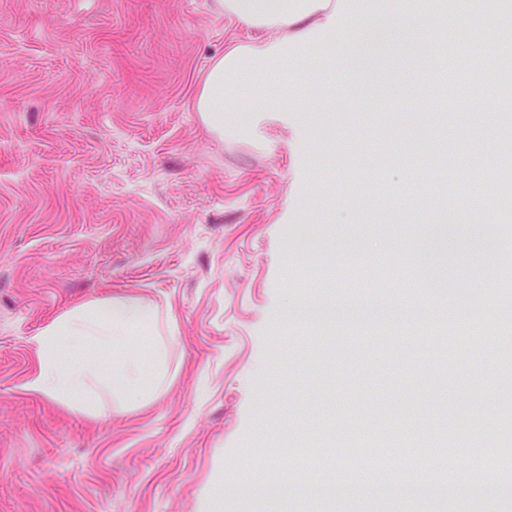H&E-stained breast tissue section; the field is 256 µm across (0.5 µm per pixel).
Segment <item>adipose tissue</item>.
Segmentation results:
<instances>
[{
  "label": "adipose tissue",
  "instance_id": "adipose-tissue-1",
  "mask_svg": "<svg viewBox=\"0 0 512 512\" xmlns=\"http://www.w3.org/2000/svg\"><path fill=\"white\" fill-rule=\"evenodd\" d=\"M387 4V11L400 16V24H390L386 12L366 14L362 31L347 44L353 58H361L373 40L393 44L411 39L420 44L429 30L437 28L448 36L454 29L453 16L439 9L438 0H387ZM219 5L238 22L270 30L271 36L258 46L232 49L212 64L196 108L205 126L217 132L239 128V118H225L224 101L239 80L253 74L255 61L266 63L263 75L274 80L285 44H313L321 31L336 23L333 0H219ZM31 343L38 367L28 389L78 410L89 408L103 393L149 399L161 389L168 370V345L160 335L157 306L146 296L100 298L71 308L33 336ZM66 343L93 354L96 366L64 362Z\"/></svg>",
  "mask_w": 512,
  "mask_h": 512
}]
</instances>
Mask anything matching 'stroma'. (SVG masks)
Segmentation results:
<instances>
[{"instance_id":"obj_1","label":"stroma","mask_w":512,"mask_h":512,"mask_svg":"<svg viewBox=\"0 0 512 512\" xmlns=\"http://www.w3.org/2000/svg\"><path fill=\"white\" fill-rule=\"evenodd\" d=\"M336 27L287 48L282 111L218 137L195 109L213 61L266 38L218 0H0V512H512L494 476L459 452L419 474L442 498L404 496L405 472H302L298 447L340 449L350 430L469 434L512 419V345L492 306L507 242L470 247L412 163L460 195L512 137V97L463 80L440 119L431 68L411 48H343L371 0H335ZM385 176L390 206L363 199ZM410 209H402L403 201ZM474 287L411 297L374 283L420 255ZM144 295L158 305L171 376L146 404L92 418L27 389L32 336L68 308ZM385 326H363L374 301ZM442 325L463 353L434 352ZM481 372H473L475 360Z\"/></svg>"}]
</instances>
